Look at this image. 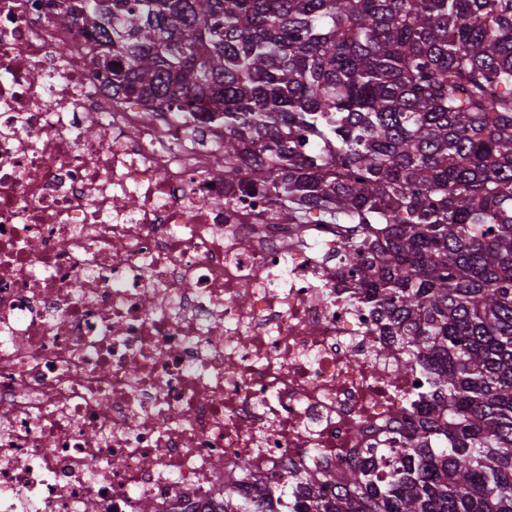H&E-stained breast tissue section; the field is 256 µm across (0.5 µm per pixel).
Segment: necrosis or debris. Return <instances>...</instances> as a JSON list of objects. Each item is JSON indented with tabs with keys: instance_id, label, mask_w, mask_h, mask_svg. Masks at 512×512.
<instances>
[{
	"instance_id": "obj_1",
	"label": "necrosis or debris",
	"mask_w": 512,
	"mask_h": 512,
	"mask_svg": "<svg viewBox=\"0 0 512 512\" xmlns=\"http://www.w3.org/2000/svg\"><path fill=\"white\" fill-rule=\"evenodd\" d=\"M87 60L64 0H0V512H184L391 447L422 376L337 285L340 227L225 203L214 129Z\"/></svg>"
}]
</instances>
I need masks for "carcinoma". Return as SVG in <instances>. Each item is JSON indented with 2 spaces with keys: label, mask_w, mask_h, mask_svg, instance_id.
Segmentation results:
<instances>
[{
  "label": "carcinoma",
  "mask_w": 512,
  "mask_h": 512,
  "mask_svg": "<svg viewBox=\"0 0 512 512\" xmlns=\"http://www.w3.org/2000/svg\"><path fill=\"white\" fill-rule=\"evenodd\" d=\"M112 96L224 133V188L346 224L427 419L209 512H512V0H68ZM260 143L264 154L252 153Z\"/></svg>",
  "instance_id": "obj_1"
}]
</instances>
